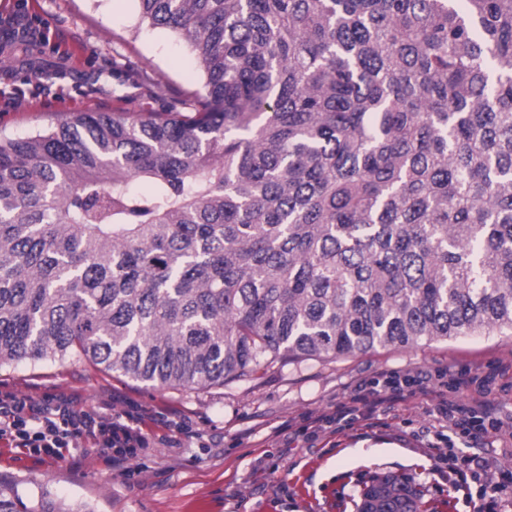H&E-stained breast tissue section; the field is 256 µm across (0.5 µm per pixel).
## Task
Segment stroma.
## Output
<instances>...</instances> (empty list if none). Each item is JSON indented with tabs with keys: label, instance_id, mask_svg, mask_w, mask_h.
I'll use <instances>...</instances> for the list:
<instances>
[{
	"label": "stroma",
	"instance_id": "1",
	"mask_svg": "<svg viewBox=\"0 0 512 512\" xmlns=\"http://www.w3.org/2000/svg\"><path fill=\"white\" fill-rule=\"evenodd\" d=\"M137 15L136 0H0V136L25 137L78 112L144 118L201 91L188 44L138 26ZM420 369L454 382L494 371L488 401L498 417L512 416L506 331L263 364L195 390L154 387L75 358L2 366L0 389L37 402L73 395L85 409H146L154 440L119 466L93 450L41 459L0 443V481L76 512H359L361 490L391 476L418 490L419 512H473L481 483L512 472V433L450 432L419 393L349 428L309 425L365 380ZM170 414L190 434L164 426ZM471 453L486 466L483 482L459 462Z\"/></svg>",
	"mask_w": 512,
	"mask_h": 512
}]
</instances>
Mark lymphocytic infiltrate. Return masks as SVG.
I'll return each mask as SVG.
<instances>
[{
    "mask_svg": "<svg viewBox=\"0 0 512 512\" xmlns=\"http://www.w3.org/2000/svg\"><path fill=\"white\" fill-rule=\"evenodd\" d=\"M489 378H482L474 397H471L464 416L448 402L444 387H428L422 374L389 373L358 386L347 403L341 405L333 420L352 425L381 405L403 396L421 393L431 396V410L449 426H466L481 432L503 430L505 424L490 410L486 396ZM150 437L137 415L111 414L103 411L78 410L61 400L41 403L15 395L0 397V442L30 453L57 457L61 449L76 448L88 442L112 461L128 460L135 449L148 447Z\"/></svg>",
    "mask_w": 512,
    "mask_h": 512,
    "instance_id": "1",
    "label": "lymphocytic infiltrate"
}]
</instances>
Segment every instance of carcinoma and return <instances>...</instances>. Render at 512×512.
I'll return each mask as SVG.
<instances>
[{"mask_svg":"<svg viewBox=\"0 0 512 512\" xmlns=\"http://www.w3.org/2000/svg\"><path fill=\"white\" fill-rule=\"evenodd\" d=\"M136 2L204 94L0 137V366L203 388L512 332V0Z\"/></svg>","mask_w":512,"mask_h":512,"instance_id":"1","label":"carcinoma"}]
</instances>
